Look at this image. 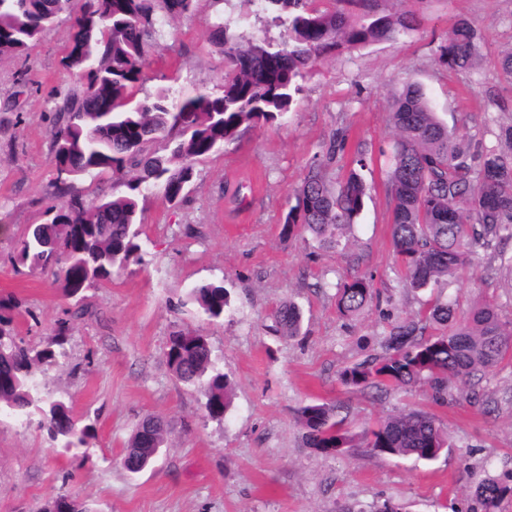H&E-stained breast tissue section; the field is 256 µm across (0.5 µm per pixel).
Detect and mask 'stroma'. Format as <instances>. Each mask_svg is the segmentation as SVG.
<instances>
[{
  "instance_id": "stroma-1",
  "label": "stroma",
  "mask_w": 512,
  "mask_h": 512,
  "mask_svg": "<svg viewBox=\"0 0 512 512\" xmlns=\"http://www.w3.org/2000/svg\"><path fill=\"white\" fill-rule=\"evenodd\" d=\"M375 7L409 14L413 30L318 62L285 118L241 129L197 165L184 202L148 196L141 262L79 301L51 275L18 272L11 262L18 240L47 222L53 203L52 98L77 86L61 66L69 16L29 54L0 57V295L18 298L12 326L36 346L72 312L66 354L40 373V387L96 429L83 454L53 442L38 414L0 417V512H39L60 495L93 512H377L385 502L400 512H459L486 475L512 471V360L479 386L452 383L444 404L424 386L378 396L339 380L345 365L380 354L387 328L380 309L402 319L426 299L450 298L464 312L489 296L512 320V266L500 261L512 256V239L478 250L474 266L451 281L410 288L394 257L386 184L390 106L405 82H417L443 123L467 132L473 146L492 144L498 126L512 123V79L500 66L512 51V0H377ZM254 9L252 0H199L194 14L167 27L141 95L184 96L221 83L224 57L209 41V23ZM462 16L483 37L480 57L475 68L451 70L438 63L437 49ZM335 133L347 147L331 165L333 180L363 151L368 195L331 250L306 234L284 236L282 218L311 158ZM355 273L372 276L380 305L346 319L334 285ZM205 281L223 282L231 296L223 320H203L183 302ZM288 301L303 316L295 339L273 330V310ZM178 330L208 337L211 362L230 382L223 419L210 418L202 392L170 370L164 352ZM311 402L334 405L353 430L372 416L421 409L447 431L450 447L432 462L360 450L325 456L306 446L297 420ZM148 415L164 422L163 452L133 474L122 455Z\"/></svg>"
}]
</instances>
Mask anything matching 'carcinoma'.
Instances as JSON below:
<instances>
[{
	"label": "carcinoma",
	"instance_id": "cac0c4a2",
	"mask_svg": "<svg viewBox=\"0 0 512 512\" xmlns=\"http://www.w3.org/2000/svg\"><path fill=\"white\" fill-rule=\"evenodd\" d=\"M197 0H83L71 26L62 65L78 78V88L56 96L52 151L56 177L51 184L57 204L49 221L28 229L12 257L15 266L51 274L66 296L112 283L115 271L142 261L140 201L155 191L170 203L183 201L196 164L234 141L241 127L278 121L296 104L301 82L324 55L392 39L411 29L398 12L372 8L376 0H251L255 19L282 29L274 42L234 31L251 27L232 14L214 18L210 41L224 56V81L188 97L162 89L136 98L153 48L172 20L195 11ZM73 0H0V56L27 53ZM482 37L466 17L459 18L439 46L438 61L449 69L475 65ZM390 121L395 132L388 171L392 203L391 238L409 284L428 287L472 264L473 248H492L512 238V124L500 128L498 146L469 155L465 137L448 131L423 91L406 85L394 98ZM162 139L168 153L153 155L147 144ZM346 138L331 137L315 155L294 204L283 218L284 233H307L327 248L341 245L362 213L367 187L361 174L367 160L359 152L354 168L330 187L328 167L344 150ZM112 177L124 187L118 196L83 195L75 184L87 177ZM373 301V279L354 274L337 284L336 306L354 317ZM187 302L207 321L224 318L230 306L221 282H203ZM12 298H0V416L22 420L36 409L40 427L62 447L84 448L94 428L79 425L62 400L47 401L36 376L64 354L69 320L56 323L41 349L24 344L11 330ZM388 322L382 336L384 355L352 363L340 372L345 386L387 392L390 387L426 385L435 401L448 399L454 380L478 383L512 356V323L504 321L493 299L461 313L452 301H438L416 315ZM276 331L295 338L301 313L285 303L273 312ZM165 357L183 383L201 387L205 411L221 420L229 406V383L211 368L208 338L199 332L169 336ZM299 423L308 447L323 455H345L363 447L373 455L432 462L448 447L435 417L420 409L365 422L358 433L325 403L300 407ZM163 427L145 418L124 449L122 463L133 472L154 462L163 446ZM482 512H497L512 498V471L488 475L473 491ZM42 512H90L66 496L49 501Z\"/></svg>",
	"mask_w": 512,
	"mask_h": 512
}]
</instances>
